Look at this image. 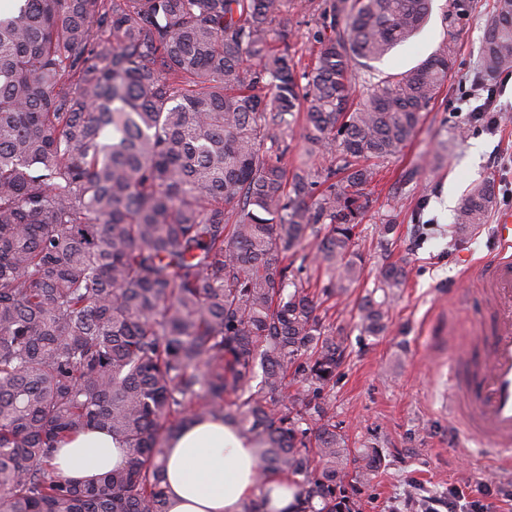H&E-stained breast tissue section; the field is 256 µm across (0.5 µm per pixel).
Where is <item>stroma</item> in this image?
Listing matches in <instances>:
<instances>
[{
	"label": "stroma",
	"instance_id": "35a3bbf8",
	"mask_svg": "<svg viewBox=\"0 0 512 512\" xmlns=\"http://www.w3.org/2000/svg\"><path fill=\"white\" fill-rule=\"evenodd\" d=\"M492 0H473V9L456 46L454 73L425 112L413 140L386 162L371 186V204L360 226L358 248L365 259L363 279L327 313L328 324L346 336L342 363L329 395L335 421L350 447L379 449L384 465L362 486L363 512H445L457 487L485 488L493 512H512V474L488 463L482 443L470 438L448 414V372L473 347L484 311L477 271L491 253L488 217L477 230L456 232L455 201L471 183L496 186V211L511 208L512 74L503 81L496 105L501 123L495 132L468 123L462 100L472 93L481 37ZM325 0H305L292 18L295 49L310 64L318 48V11ZM448 0H432L428 23L408 43L395 47L371 73H398L416 66L446 39ZM468 124L467 138L448 151L454 126ZM418 169L415 180L400 176ZM393 222L394 240L377 245L376 225ZM396 263L406 284L388 312V328L378 336L361 333L356 304L374 288L379 269Z\"/></svg>",
	"mask_w": 512,
	"mask_h": 512
}]
</instances>
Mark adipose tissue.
<instances>
[{
    "instance_id": "1",
    "label": "adipose tissue",
    "mask_w": 512,
    "mask_h": 512,
    "mask_svg": "<svg viewBox=\"0 0 512 512\" xmlns=\"http://www.w3.org/2000/svg\"><path fill=\"white\" fill-rule=\"evenodd\" d=\"M126 450L104 430L64 439L54 454L57 473L94 481L121 465ZM169 512H243L256 485L258 462L223 422L206 420L185 427L164 457Z\"/></svg>"
}]
</instances>
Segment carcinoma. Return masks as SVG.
<instances>
[{
	"instance_id": "cac0c4a2",
	"label": "carcinoma",
	"mask_w": 512,
	"mask_h": 512,
	"mask_svg": "<svg viewBox=\"0 0 512 512\" xmlns=\"http://www.w3.org/2000/svg\"><path fill=\"white\" fill-rule=\"evenodd\" d=\"M299 6L23 0L0 15V512H167V443L204 419L254 449L259 484L295 486L298 512H361L381 457L334 420L345 337L318 309L363 278L368 189L448 81L472 5L448 0L439 49L358 96L357 68L412 38L431 0H329L302 71ZM511 68L512 0H494L479 72ZM297 126L328 165L287 167ZM495 204L493 182L472 184L456 227ZM405 280L381 268L361 333L385 329ZM94 428L125 464L84 485L56 475L59 440Z\"/></svg>"
}]
</instances>
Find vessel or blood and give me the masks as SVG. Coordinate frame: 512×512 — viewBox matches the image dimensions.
<instances>
[{
    "label": "vessel or blood",
    "instance_id": "b4317fda",
    "mask_svg": "<svg viewBox=\"0 0 512 512\" xmlns=\"http://www.w3.org/2000/svg\"><path fill=\"white\" fill-rule=\"evenodd\" d=\"M495 248L480 267L492 325L481 339L482 362L458 370L452 408H463L470 435L494 451L500 466L512 465V211L492 228Z\"/></svg>",
    "mask_w": 512,
    "mask_h": 512
}]
</instances>
